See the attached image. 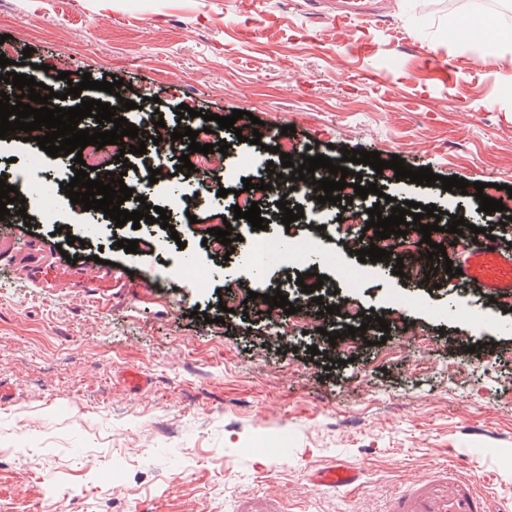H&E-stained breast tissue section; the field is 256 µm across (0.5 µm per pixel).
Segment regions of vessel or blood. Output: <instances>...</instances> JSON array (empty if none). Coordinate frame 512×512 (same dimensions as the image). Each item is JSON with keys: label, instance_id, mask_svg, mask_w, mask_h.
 <instances>
[{"label": "vessel or blood", "instance_id": "1", "mask_svg": "<svg viewBox=\"0 0 512 512\" xmlns=\"http://www.w3.org/2000/svg\"><path fill=\"white\" fill-rule=\"evenodd\" d=\"M0 254L8 255L30 276L38 277L49 259L42 246L15 251L11 237L0 231ZM463 284L471 291L512 296V254L491 244H469L462 264ZM362 471L342 460L315 470L314 486L356 489ZM384 512H502L497 499L476 486L456 464H448L411 482L401 493L388 498Z\"/></svg>", "mask_w": 512, "mask_h": 512}]
</instances>
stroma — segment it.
<instances>
[{
    "label": "stroma",
    "instance_id": "1",
    "mask_svg": "<svg viewBox=\"0 0 512 512\" xmlns=\"http://www.w3.org/2000/svg\"><path fill=\"white\" fill-rule=\"evenodd\" d=\"M244 0H0L8 59L31 74L72 71L122 79L137 104L159 98L165 123L186 104L202 113L246 110L273 131L294 126L303 144L340 161L344 150L379 152L406 166L469 182L512 186V54L465 48L458 26L495 21L471 0H378L368 20L342 22L339 0H260L269 35L248 38ZM30 56H23L24 48ZM453 61L462 76L442 80ZM248 167L225 164L213 189H235L268 153L241 143ZM66 160L45 157L28 181L54 202L9 223L17 250L54 249L68 219L61 183ZM397 201L461 211L480 224L474 195L391 182ZM82 246L55 251L49 287L0 257V512H236L271 496L302 512H383L417 475L455 461L512 512V299L440 287L367 263L348 283L343 267L363 246L319 225H272L278 236H309L319 255L255 272L243 252L214 256L179 220L159 230V248L118 249L132 239L105 217H84ZM133 271L138 287L93 280L97 260ZM209 268L203 283L180 276ZM324 275L338 296L383 315L411 302L384 344L330 345L305 331L273 330L256 316L222 318L226 288L268 289ZM148 379L139 390L126 371ZM289 452L272 460L273 449ZM361 464L358 489L312 487L314 469Z\"/></svg>",
    "mask_w": 512,
    "mask_h": 512
}]
</instances>
